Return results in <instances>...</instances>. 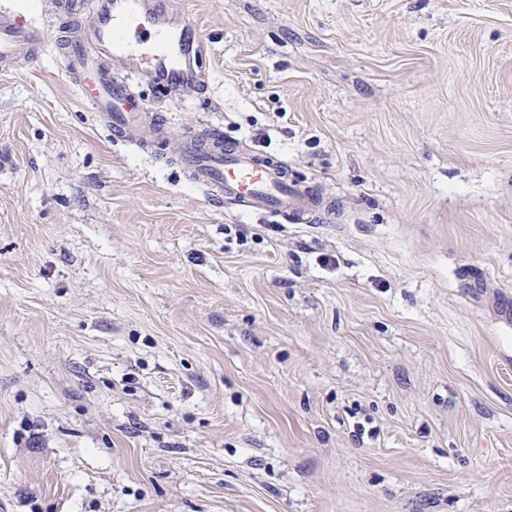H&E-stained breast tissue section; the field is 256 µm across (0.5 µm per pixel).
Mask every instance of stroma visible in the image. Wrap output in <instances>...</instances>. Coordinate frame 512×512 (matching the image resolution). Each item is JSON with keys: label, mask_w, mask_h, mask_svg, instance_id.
Instances as JSON below:
<instances>
[{"label": "stroma", "mask_w": 512, "mask_h": 512, "mask_svg": "<svg viewBox=\"0 0 512 512\" xmlns=\"http://www.w3.org/2000/svg\"><path fill=\"white\" fill-rule=\"evenodd\" d=\"M175 6L151 150L0 73V512H512V0ZM204 126L335 221L208 201Z\"/></svg>", "instance_id": "1"}]
</instances>
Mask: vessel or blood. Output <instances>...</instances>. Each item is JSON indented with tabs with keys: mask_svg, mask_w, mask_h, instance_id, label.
<instances>
[{
	"mask_svg": "<svg viewBox=\"0 0 512 512\" xmlns=\"http://www.w3.org/2000/svg\"><path fill=\"white\" fill-rule=\"evenodd\" d=\"M48 39L19 13L1 10L0 71L34 58ZM57 47L80 99L123 142L151 145L165 127L160 111L137 99L116 70L135 62L145 83L179 102L193 100L207 86L200 67L206 43L173 0H97L89 23L60 36ZM177 161L210 201L302 223L330 216L313 191L289 179L283 160L225 141L220 130L190 134Z\"/></svg>",
	"mask_w": 512,
	"mask_h": 512,
	"instance_id": "b4317fda",
	"label": "vessel or blood"
}]
</instances>
